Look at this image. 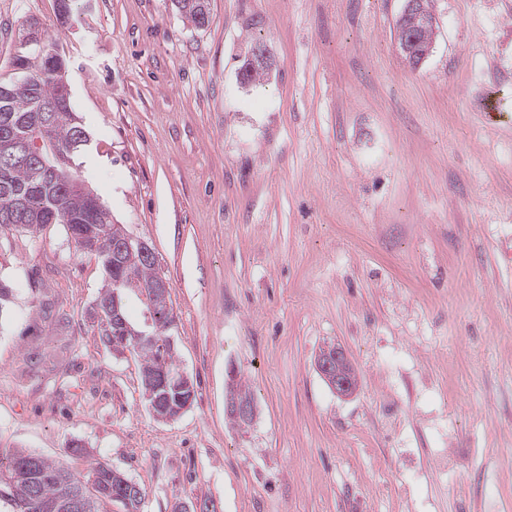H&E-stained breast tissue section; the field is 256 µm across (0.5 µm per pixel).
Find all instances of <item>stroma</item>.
Wrapping results in <instances>:
<instances>
[{
  "instance_id": "stroma-1",
  "label": "stroma",
  "mask_w": 512,
  "mask_h": 512,
  "mask_svg": "<svg viewBox=\"0 0 512 512\" xmlns=\"http://www.w3.org/2000/svg\"><path fill=\"white\" fill-rule=\"evenodd\" d=\"M404 5L210 0L199 29L172 0H0V81L38 19L88 134L72 167L153 248L196 387L156 420L88 318L100 259L59 224L0 231V461L108 464L138 512H512V0H431L416 69ZM258 43L273 65L245 87ZM332 343L347 398L314 368ZM429 1L424 0L426 5V10L428 13L432 12L429 8ZM427 12L423 10V1L421 0H406L403 11L397 19L396 23V45L397 48L404 58V60L408 63L411 61V66L414 68L419 67L430 55L433 48V40H431L433 36V31L431 28L426 26H420L419 29H416L413 37L415 39V44L421 45L426 44L425 46H421L416 51L411 49L410 44L407 40V36L409 32L414 29V27L421 25H432L436 26V20L434 15L429 16ZM314 367L337 395L346 398L356 391L354 386L358 379V371L343 346H325L316 355Z\"/></svg>"
}]
</instances>
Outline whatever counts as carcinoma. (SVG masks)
I'll return each instance as SVG.
<instances>
[{
    "instance_id": "1",
    "label": "carcinoma",
    "mask_w": 512,
    "mask_h": 512,
    "mask_svg": "<svg viewBox=\"0 0 512 512\" xmlns=\"http://www.w3.org/2000/svg\"><path fill=\"white\" fill-rule=\"evenodd\" d=\"M175 6L197 28L201 27L200 18L210 15V0H175ZM12 65L25 77L15 83H0V141L4 128L11 127L22 135L27 118L50 108L45 137L59 152H76L79 125L58 83L59 73L66 70L62 56L45 49L36 63L25 55L14 57ZM73 181L75 178L67 171L62 178L53 180L34 165L0 166V228L7 227L4 218L13 215L24 199V229L37 231L48 224H61L81 251L83 247L73 228L87 224L96 231V254L107 260L124 230L111 222L109 212L91 191L67 188V183ZM116 273L128 290L138 289L160 276L155 264L129 251L119 259ZM169 299L168 294L158 295L148 307L153 341L130 342L127 350L136 352L140 358L142 383L154 382L160 412L173 414L184 401L195 398V387L191 379L180 387L164 383L163 376H176L179 370L170 340L173 314ZM140 499V488L100 462L84 473H77L58 461L21 449L12 453L5 468H0V501L10 507V512H104L103 505L112 501L135 509Z\"/></svg>"
}]
</instances>
